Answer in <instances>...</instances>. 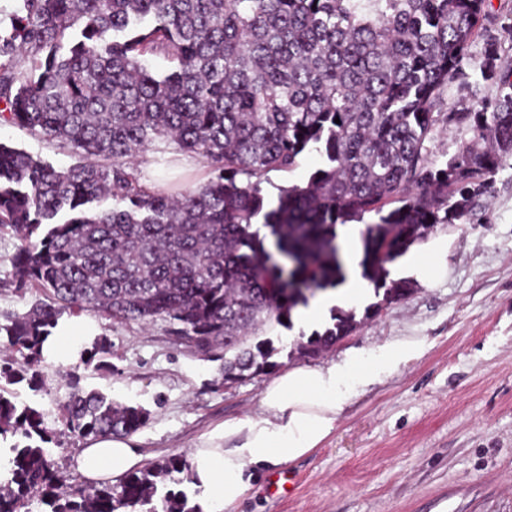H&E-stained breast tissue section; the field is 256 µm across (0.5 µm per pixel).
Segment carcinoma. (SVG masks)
<instances>
[{"label":"carcinoma","mask_w":512,"mask_h":512,"mask_svg":"<svg viewBox=\"0 0 512 512\" xmlns=\"http://www.w3.org/2000/svg\"><path fill=\"white\" fill-rule=\"evenodd\" d=\"M490 0H22L0 31L4 119L82 158L57 169L0 142V231L19 241L9 285L43 294L0 321V512H203L177 488L181 456L116 485H66L50 444L126 438L149 412L80 386L69 371L62 428L19 406L10 386L44 389L40 348L63 315L165 323L202 354L222 350L224 380L270 372L268 333L293 327L309 295L346 279L338 227L362 224L361 277L379 301L415 290L389 265L437 225L469 216L512 160V72L498 65L512 22L486 27ZM482 39L472 58L469 47ZM28 60L26 70L19 58ZM162 58L168 69L151 66ZM496 87L493 96H481ZM454 88L480 97L460 109ZM340 123H335V120ZM453 135L454 151L436 143ZM186 154L206 172L152 188L134 161ZM305 181L276 187L306 153ZM112 207L100 208L107 198ZM332 325L295 350L316 357L358 325ZM112 345L83 363L105 372ZM319 158L314 153H307L300 161V166L291 173L271 172L267 175L273 185H288L303 182L308 173L318 166Z\"/></svg>","instance_id":"carcinoma-1"}]
</instances>
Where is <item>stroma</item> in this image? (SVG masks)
Masks as SVG:
<instances>
[{
	"instance_id": "obj_1",
	"label": "stroma",
	"mask_w": 512,
	"mask_h": 512,
	"mask_svg": "<svg viewBox=\"0 0 512 512\" xmlns=\"http://www.w3.org/2000/svg\"><path fill=\"white\" fill-rule=\"evenodd\" d=\"M0 141L65 169L78 158L58 142L0 122ZM147 184L205 178L197 160L181 153L147 162ZM487 204L470 221L437 226L431 240L447 247L433 278L414 276L405 261L392 278L415 277L405 300L363 320L315 359L293 349L300 330L279 329L280 371L339 362L396 341H420L422 353L371 386L353 389L335 431L309 454L282 465L291 494L273 492V468H258L232 512H512V168L498 173ZM17 239L0 234V318L27 311L38 290L5 285ZM112 344L110 371L74 367L81 384L113 400L139 405L150 419L131 442L151 464L190 456L201 434L224 420L262 412L272 374L224 379V356L204 355L168 336L163 322L143 326L92 319ZM46 388L14 386L18 404L39 405L58 422L67 390L57 364L41 365Z\"/></svg>"
}]
</instances>
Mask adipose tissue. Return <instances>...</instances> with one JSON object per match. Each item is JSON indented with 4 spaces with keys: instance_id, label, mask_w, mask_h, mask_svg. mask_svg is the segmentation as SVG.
Returning a JSON list of instances; mask_svg holds the SVG:
<instances>
[{
    "instance_id": "1",
    "label": "adipose tissue",
    "mask_w": 512,
    "mask_h": 512,
    "mask_svg": "<svg viewBox=\"0 0 512 512\" xmlns=\"http://www.w3.org/2000/svg\"><path fill=\"white\" fill-rule=\"evenodd\" d=\"M367 291L359 273H352L340 291L299 310L296 319L305 327L320 324L329 308L357 303ZM94 339L90 323L62 319L42 355L50 362L74 360ZM422 349L419 341L391 342L328 365L295 366L276 377L262 395L261 416L225 421L195 446L190 468L195 484L207 493L204 512H225L241 501L252 467H277L319 447L341 420L351 385L379 381ZM141 461L129 442L102 439L82 450L77 468L87 480L114 482Z\"/></svg>"
}]
</instances>
